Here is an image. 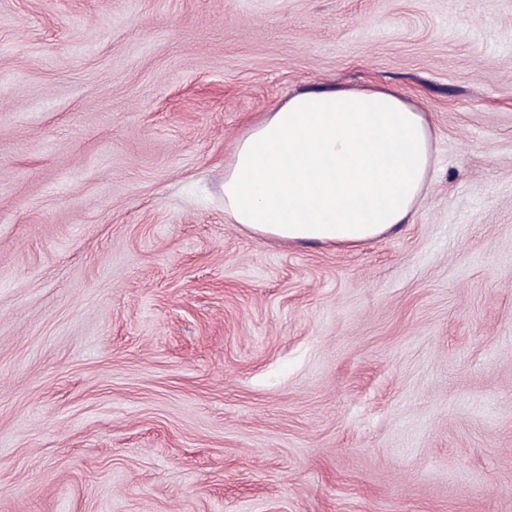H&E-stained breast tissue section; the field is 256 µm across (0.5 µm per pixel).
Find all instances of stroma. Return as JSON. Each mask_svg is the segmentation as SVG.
Masks as SVG:
<instances>
[{
	"label": "stroma",
	"mask_w": 512,
	"mask_h": 512,
	"mask_svg": "<svg viewBox=\"0 0 512 512\" xmlns=\"http://www.w3.org/2000/svg\"><path fill=\"white\" fill-rule=\"evenodd\" d=\"M326 86L428 112L411 223H230ZM0 512H512V0H0Z\"/></svg>",
	"instance_id": "stroma-1"
}]
</instances>
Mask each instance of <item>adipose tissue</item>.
Listing matches in <instances>:
<instances>
[{"instance_id": "adipose-tissue-1", "label": "adipose tissue", "mask_w": 512, "mask_h": 512, "mask_svg": "<svg viewBox=\"0 0 512 512\" xmlns=\"http://www.w3.org/2000/svg\"><path fill=\"white\" fill-rule=\"evenodd\" d=\"M428 113L384 88L294 94L224 165V214L284 244L355 248L410 223L433 166Z\"/></svg>"}]
</instances>
